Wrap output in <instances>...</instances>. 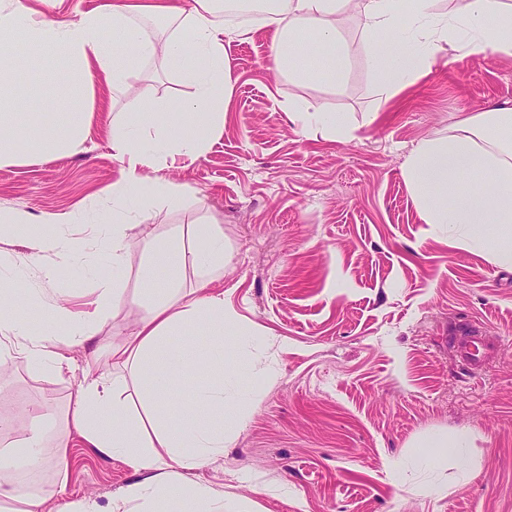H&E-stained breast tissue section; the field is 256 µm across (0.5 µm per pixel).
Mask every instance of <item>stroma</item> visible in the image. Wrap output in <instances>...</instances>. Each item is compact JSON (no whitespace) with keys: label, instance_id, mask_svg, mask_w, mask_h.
<instances>
[{"label":"stroma","instance_id":"1","mask_svg":"<svg viewBox=\"0 0 512 512\" xmlns=\"http://www.w3.org/2000/svg\"><path fill=\"white\" fill-rule=\"evenodd\" d=\"M343 29L352 52L338 87L271 73V29L225 41L222 130L201 154L153 170L183 196L152 203L128 232L140 252L172 226L222 224L229 263L213 288L226 311L258 330L224 339V361L251 400L239 423L225 422L223 456L188 478L223 495L224 512H512V272L425 223L402 175L423 139L446 136L464 115L512 106V56L445 50L388 99L364 50L362 19L346 17ZM288 102L345 114L349 137L295 134ZM129 109L128 97L96 87L82 146L0 168V207L33 216L0 234V254L14 261L7 286L27 299L20 314L32 323L49 300L82 309L103 278L125 290L123 308L103 309L113 342L147 313L136 267L112 269V202L100 194L121 170L112 115ZM93 225L104 231L81 260L42 281L24 239L84 240ZM466 323L500 344L479 371L448 353L451 332ZM61 351L74 371L60 379L18 359L0 362V417L24 420L32 405L64 416L85 352L66 343ZM460 429L472 439L468 475L444 451L432 465L418 462L412 442ZM71 443L69 498L92 497L107 512L135 471L79 436Z\"/></svg>","mask_w":512,"mask_h":512}]
</instances>
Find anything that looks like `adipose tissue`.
<instances>
[{"label": "adipose tissue", "mask_w": 512, "mask_h": 512, "mask_svg": "<svg viewBox=\"0 0 512 512\" xmlns=\"http://www.w3.org/2000/svg\"><path fill=\"white\" fill-rule=\"evenodd\" d=\"M434 0H413L400 21L397 0H266L258 28L273 31L271 69L300 83H338L349 47L340 33L342 19L364 20L367 53L386 96L395 86L418 81L444 47L458 55L494 52L512 55V6L505 0H466L462 22L431 9ZM65 0H0V166L25 159L68 154L86 142L95 110L94 81L116 91L134 89L136 123L113 117L111 146L120 177L104 193L112 207V265L127 267L130 216L126 202L150 204L181 196L180 187L147 179L144 169L161 160L200 153L224 124L223 95L228 85L224 41L248 37L250 29L229 26L224 0H102L78 20L62 17ZM168 22L166 37L151 35L146 22ZM253 26V27H254ZM161 60L193 89L190 98L169 103L159 98L150 77L137 75L140 63ZM64 63L71 90L65 96L67 119L58 123L36 111L22 72L40 73ZM288 118L298 135L321 132L332 141L349 133L344 114L311 103H289ZM403 175L429 224L442 225L468 248L485 251L512 269V107L463 116L447 137L422 140L408 155ZM28 260L53 280L58 265L77 260L74 240L42 236L28 240ZM201 270L196 286H179L186 265ZM224 273V229L206 234L174 229L153 240L138 263V278L151 298L128 343L106 347L97 323L105 304L120 308L124 291L100 282L87 310L70 313L63 303L44 305L40 327L17 315L14 295H0V355L25 360L56 376L69 371L57 350L60 339L89 346L84 379L71 395L65 426L46 421L39 407L30 421H0V502L14 501L21 512H101L90 497L71 500L65 490L72 436L101 454L124 458L140 475L113 498L110 512H155L157 504L179 502L182 512H213V491L189 483L184 471L209 465L224 453V400L230 380L224 369V337L248 335L224 309V296L211 284ZM178 345H170L171 337ZM136 364L148 393L146 423L129 413L124 378L113 366ZM202 377L193 386L189 410L173 415L176 382ZM51 464L55 478L35 492L18 494L14 474Z\"/></svg>", "instance_id": "1"}]
</instances>
